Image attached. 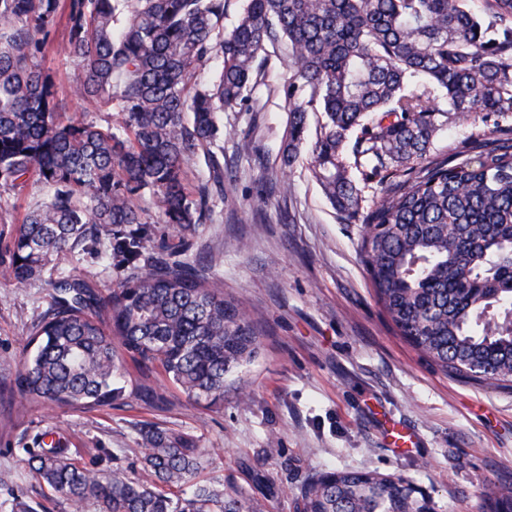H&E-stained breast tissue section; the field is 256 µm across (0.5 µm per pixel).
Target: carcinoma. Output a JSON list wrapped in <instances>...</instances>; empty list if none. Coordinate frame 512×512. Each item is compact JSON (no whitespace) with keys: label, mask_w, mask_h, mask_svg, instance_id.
<instances>
[{"label":"carcinoma","mask_w":512,"mask_h":512,"mask_svg":"<svg viewBox=\"0 0 512 512\" xmlns=\"http://www.w3.org/2000/svg\"><path fill=\"white\" fill-rule=\"evenodd\" d=\"M59 51L79 60L74 94L121 114L119 127L64 122L39 65L59 21ZM224 0H0V188L49 189L0 247L18 284L60 255L98 248L133 263L151 225L187 232L210 220L224 164L210 153L218 116L244 105L267 43L285 38L298 66L284 162H294L309 111L325 123L312 173L347 224L365 225L362 260L394 331L445 373L512 382V0H245L224 30ZM214 80L195 81L211 60ZM472 128L448 155L438 131ZM205 152L212 181L187 169ZM389 182L367 211L359 181ZM157 199L156 215L141 207ZM103 296L59 273L54 305L14 381L27 402L82 409L125 396V363L159 373L196 404L224 403L226 378L249 362L257 326L196 273L181 241ZM143 477L104 472L55 441L30 455L32 478L78 510L264 512L242 487L201 480L187 436L139 430ZM299 512H433L408 481L375 471H321ZM486 512H512V484L483 493Z\"/></svg>","instance_id":"cac0c4a2"}]
</instances>
